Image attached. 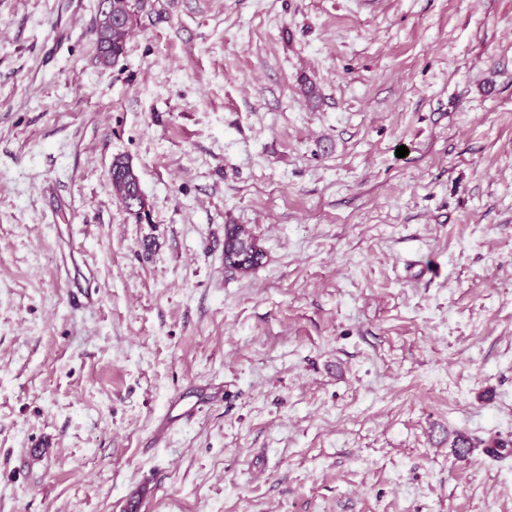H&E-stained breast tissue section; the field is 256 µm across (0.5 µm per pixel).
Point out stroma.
<instances>
[{"label": "stroma", "mask_w": 512, "mask_h": 512, "mask_svg": "<svg viewBox=\"0 0 512 512\" xmlns=\"http://www.w3.org/2000/svg\"><path fill=\"white\" fill-rule=\"evenodd\" d=\"M98 15L0 0V512H512V0ZM127 1H136L138 5L141 3L138 0H101L99 6V16L94 30V35L99 37L103 36L106 31L112 32V35L105 40L96 41L97 47V62L103 68H108L114 65L119 58L123 55L124 47L127 38L137 24V16L133 23L129 26L120 23L112 28V14L124 15L127 7ZM121 158L125 157H116L112 161V165L110 167V170H112V174H110V179L112 181V188L115 194H119L120 196L117 197L116 201L119 204V206L128 214H131L132 217H134L136 220H141V214L144 213V211L147 209V203L144 198V196L141 193L139 194L140 200L137 199H130L123 197L125 194H131L132 188L135 192H138V187L129 182L124 174V168L123 166L117 164V161ZM131 211H138L135 213H131ZM227 232L230 235L228 236L227 256L224 259L228 264L236 263L233 260L237 259L241 265L246 263V267L253 265L249 262V256L253 250L252 240L255 241L254 237L244 230L236 231V227L228 229Z\"/></svg>", "instance_id": "obj_1"}]
</instances>
